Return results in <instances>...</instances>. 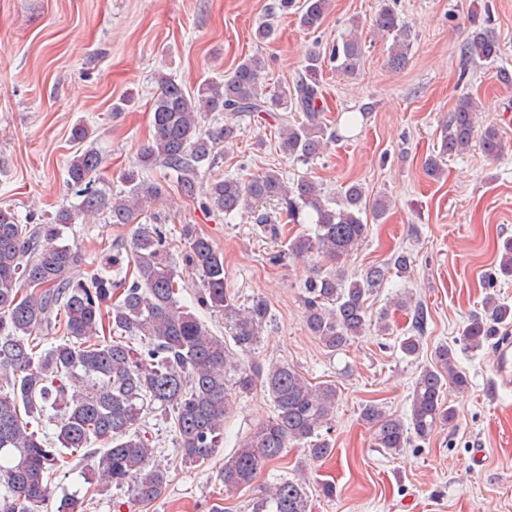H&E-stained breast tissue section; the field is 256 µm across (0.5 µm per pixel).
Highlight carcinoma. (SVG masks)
I'll use <instances>...</instances> for the list:
<instances>
[{
    "label": "carcinoma",
    "instance_id": "carcinoma-1",
    "mask_svg": "<svg viewBox=\"0 0 512 512\" xmlns=\"http://www.w3.org/2000/svg\"><path fill=\"white\" fill-rule=\"evenodd\" d=\"M330 0H273L269 15L297 8L302 30L314 32L324 22ZM373 29L393 37L390 65L407 60L409 36L397 14L386 4L376 14ZM359 25L336 43L328 57L308 54L293 83L269 95L262 88L263 58L242 60L222 82L206 80L188 94L165 75L152 105V138L135 166L123 174L126 190L107 201L96 188L102 157L92 148L79 149L66 167L67 183L79 203L62 208L42 224L23 223L11 208L0 207V512H44L52 498L51 480L65 466V456L92 455L84 470L86 493L108 487L125 488L140 502L161 496L167 475L150 463L153 449L142 432L144 418L170 413L175 446L189 465L205 464L224 445V421L231 392H250L261 382L273 411L224 463V489L250 486L259 472L288 448L303 450L306 460L319 462L332 453L322 430H330L338 397L333 383L313 384L292 366L259 362L240 367L237 357L258 349L271 321L267 302L247 303L224 286V256L214 243L185 225L181 260L200 277L194 306L181 301L184 286L170 257V242L159 224H144L145 208L161 199L166 184L143 171L160 165L176 174L178 192L207 212L229 218L250 209L255 223L276 241L280 224H309L310 232L289 242L298 258L312 257L330 264L305 280L302 298L305 321L313 336L330 352L345 350L362 335L370 321L367 297L383 286L386 269L372 265L364 274H345V258L365 238L368 219L365 192L349 184L332 201L307 176L291 184L276 170L247 180L217 175L199 181L200 169L214 168L220 147L237 140L238 118L263 112L279 115L278 149L304 164L319 157L336 134L328 132L320 75L325 62L346 75L357 71L363 55ZM470 60L488 61L500 54L498 40L478 28L464 44ZM226 114L224 125L206 129L208 112ZM476 102L463 96L442 130L438 155L426 162L431 177L442 174V159L468 151L475 137L486 156L503 154V139L489 126L477 131ZM109 210L114 224H135L126 252L112 255V266L127 264L123 280L86 275L84 255L61 241L64 225ZM512 277V240L501 246L494 277ZM224 315L225 335L212 334L198 310ZM395 310L411 311L409 335L400 337V351L419 357L427 314L421 305L395 302ZM58 343L39 349L42 334L58 324ZM512 324V306L490 296L487 311L472 316L462 328L459 344L475 351L496 335L497 326ZM110 330L117 337L98 338ZM138 346H131L132 342ZM456 352L440 346L431 363L414 381L409 414L401 418L371 402L362 420L371 428L372 443L397 455L424 440L436 429L453 427L456 411L444 400L453 387L464 390L466 376L456 367ZM233 379H228L229 373ZM55 423L48 435L44 427ZM108 448L96 452V442ZM253 512H311L309 484L300 477L281 478L263 487Z\"/></svg>",
    "mask_w": 512,
    "mask_h": 512
}]
</instances>
